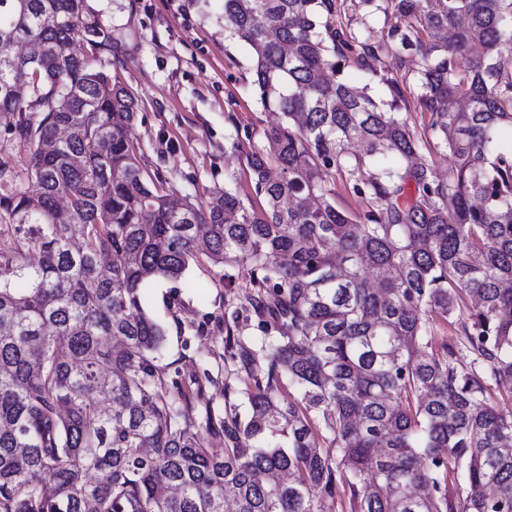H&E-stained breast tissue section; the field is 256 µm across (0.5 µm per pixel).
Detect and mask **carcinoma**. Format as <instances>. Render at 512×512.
I'll return each instance as SVG.
<instances>
[{
  "instance_id": "carcinoma-1",
  "label": "carcinoma",
  "mask_w": 512,
  "mask_h": 512,
  "mask_svg": "<svg viewBox=\"0 0 512 512\" xmlns=\"http://www.w3.org/2000/svg\"><path fill=\"white\" fill-rule=\"evenodd\" d=\"M345 2L224 0L282 117L246 153L257 210L229 169L173 205L86 0H0V136L27 153L0 152V512H512L493 400L512 397V0H358L354 20ZM33 39L37 64L16 51ZM201 255L246 270L241 308L274 332L227 340L242 416L194 410L154 365L142 290Z\"/></svg>"
}]
</instances>
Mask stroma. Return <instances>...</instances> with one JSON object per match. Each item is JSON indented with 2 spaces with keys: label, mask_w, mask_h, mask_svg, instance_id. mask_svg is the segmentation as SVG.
I'll return each instance as SVG.
<instances>
[{
  "label": "stroma",
  "mask_w": 512,
  "mask_h": 512,
  "mask_svg": "<svg viewBox=\"0 0 512 512\" xmlns=\"http://www.w3.org/2000/svg\"><path fill=\"white\" fill-rule=\"evenodd\" d=\"M100 20L119 27L118 73L139 112L129 136L142 165L174 174L180 195L203 200L237 171L240 190L253 197L245 153L263 144L269 113L253 95L248 49L224 38L223 0H88ZM224 266L191 262L180 281L158 279L143 290L142 306L165 331L155 365L165 382L185 392L203 387L215 410L242 404L249 377L229 358L227 333L260 338L254 321L234 319L237 288L225 285Z\"/></svg>",
  "instance_id": "35a3bbf8"
}]
</instances>
